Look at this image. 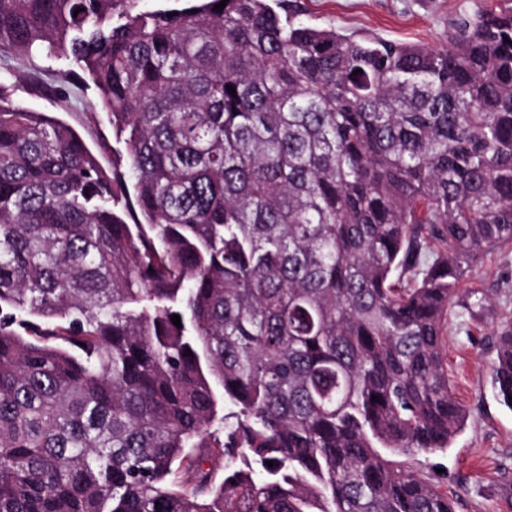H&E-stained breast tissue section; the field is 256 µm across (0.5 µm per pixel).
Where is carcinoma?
Segmentation results:
<instances>
[{
  "mask_svg": "<svg viewBox=\"0 0 512 512\" xmlns=\"http://www.w3.org/2000/svg\"><path fill=\"white\" fill-rule=\"evenodd\" d=\"M135 2L0 0V512H455L393 457L461 431L448 318L512 244V0L439 47ZM42 59L125 165L16 101Z\"/></svg>",
  "mask_w": 512,
  "mask_h": 512,
  "instance_id": "carcinoma-1",
  "label": "carcinoma"
}]
</instances>
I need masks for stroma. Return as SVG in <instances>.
<instances>
[{"label":"stroma","instance_id":"stroma-1","mask_svg":"<svg viewBox=\"0 0 512 512\" xmlns=\"http://www.w3.org/2000/svg\"><path fill=\"white\" fill-rule=\"evenodd\" d=\"M311 25L346 34L439 46L457 16L484 8L486 0H298ZM63 61H40L25 70L16 99L71 124L112 164L115 145L105 113L95 110L93 87L63 107L53 90L64 81ZM512 321V246L486 253L461 283L448 323V376L467 411L463 430L448 451L409 458L407 466L453 496L456 512H512V410L497 399L492 363L495 332Z\"/></svg>","mask_w":512,"mask_h":512}]
</instances>
